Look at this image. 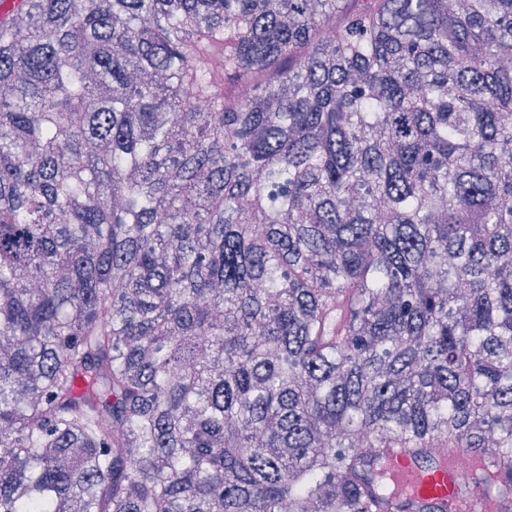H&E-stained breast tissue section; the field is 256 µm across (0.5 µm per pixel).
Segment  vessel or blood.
<instances>
[{
	"label": "vessel or blood",
	"mask_w": 512,
	"mask_h": 512,
	"mask_svg": "<svg viewBox=\"0 0 512 512\" xmlns=\"http://www.w3.org/2000/svg\"><path fill=\"white\" fill-rule=\"evenodd\" d=\"M459 449L434 461H414L399 451L387 455L398 494L425 503L432 512H500L501 502L473 476H461Z\"/></svg>",
	"instance_id": "1"
}]
</instances>
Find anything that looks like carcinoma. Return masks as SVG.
<instances>
[{
    "label": "carcinoma",
    "mask_w": 512,
    "mask_h": 512,
    "mask_svg": "<svg viewBox=\"0 0 512 512\" xmlns=\"http://www.w3.org/2000/svg\"><path fill=\"white\" fill-rule=\"evenodd\" d=\"M0 350V512L512 504V0H11ZM433 450L440 454L448 451V455L437 458L436 462L428 459L415 462L399 451L387 454L390 476L398 494L419 500L431 509L448 512H496L506 508L473 474L466 477L459 474V469L465 472V460L458 463L465 452L440 445Z\"/></svg>",
    "instance_id": "carcinoma-1"
}]
</instances>
